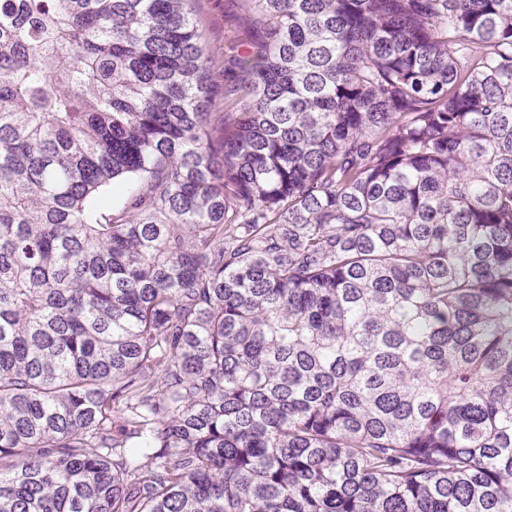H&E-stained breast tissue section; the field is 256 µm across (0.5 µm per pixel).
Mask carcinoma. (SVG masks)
Here are the masks:
<instances>
[{
  "mask_svg": "<svg viewBox=\"0 0 512 512\" xmlns=\"http://www.w3.org/2000/svg\"><path fill=\"white\" fill-rule=\"evenodd\" d=\"M194 2L0 0V512H512V0ZM246 0H197L195 8L200 27L206 34L207 53L215 61V72L233 67L235 57L249 50V34L243 17Z\"/></svg>",
  "mask_w": 512,
  "mask_h": 512,
  "instance_id": "carcinoma-1",
  "label": "carcinoma"
}]
</instances>
